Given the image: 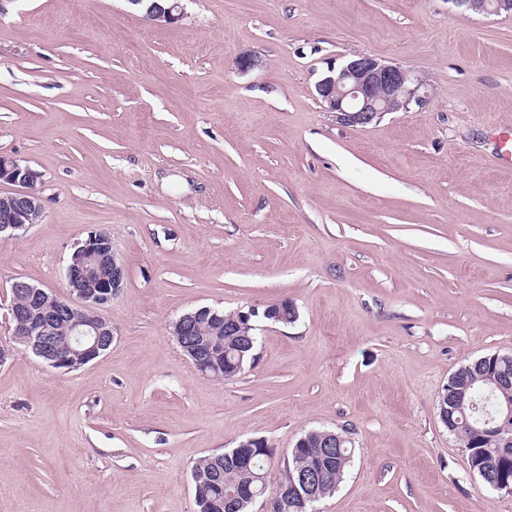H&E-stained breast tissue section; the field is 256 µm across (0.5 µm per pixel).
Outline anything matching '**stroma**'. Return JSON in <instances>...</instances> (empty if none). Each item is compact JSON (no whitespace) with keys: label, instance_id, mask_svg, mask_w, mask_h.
<instances>
[{"label":"stroma","instance_id":"obj_1","mask_svg":"<svg viewBox=\"0 0 512 512\" xmlns=\"http://www.w3.org/2000/svg\"><path fill=\"white\" fill-rule=\"evenodd\" d=\"M0 0V154L44 219L0 239V345L23 280L68 294L89 231L126 282L110 351L0 365V512H196L191 469L249 437L345 431L319 512H512L439 420L460 366L512 353V15L451 0ZM112 23L111 31L100 20ZM242 52L257 68L233 64ZM355 54L419 71L423 108L337 123L315 85ZM282 300L238 377L199 373L186 310ZM182 0H126L130 8L144 17L164 25H177L184 17Z\"/></svg>","mask_w":512,"mask_h":512}]
</instances>
